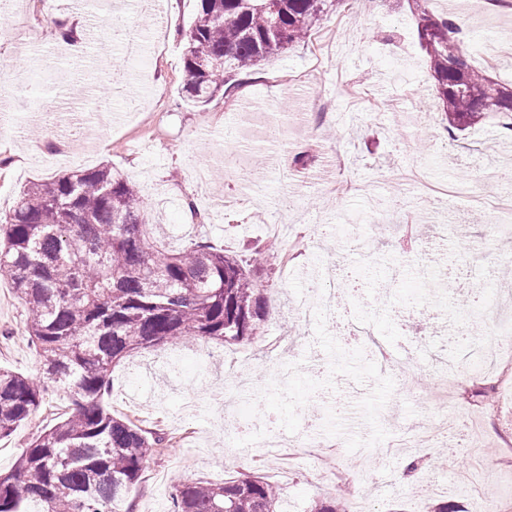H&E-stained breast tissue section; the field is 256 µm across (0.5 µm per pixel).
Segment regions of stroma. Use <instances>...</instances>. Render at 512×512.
I'll return each instance as SVG.
<instances>
[{"instance_id":"stroma-1","label":"stroma","mask_w":512,"mask_h":512,"mask_svg":"<svg viewBox=\"0 0 512 512\" xmlns=\"http://www.w3.org/2000/svg\"><path fill=\"white\" fill-rule=\"evenodd\" d=\"M69 0H0V13L21 11L35 26L44 58L0 41V74L47 70L32 86L40 112L23 139L0 138V216L23 189L69 172L71 163L42 166L36 152L85 153L84 167L109 165L139 189L155 237L180 248L204 238L230 254L256 242L270 249L256 263L259 341L225 345L226 361L209 362L211 343L157 345L133 353L112 373L114 414L172 436L144 465L126 496L133 512H170L176 486L221 482L259 471L279 489L282 512H310L338 482L354 494L348 512H410L415 485L428 508L449 502L459 512H512V353L484 373L481 349L491 329L512 330V233L489 235L486 211L467 210L460 225L432 223V202L419 187L393 178L417 166L439 188L500 173L512 166V132L497 116L450 138L433 97V79L407 0H347L311 41L264 62L246 83L197 106L184 98V42L195 0H167V36L154 48L158 18L137 0L119 15L137 29L144 58L123 77L142 100L132 112L113 99L105 70L113 49L88 36L95 6L71 12ZM435 12L469 18L464 46L472 64L512 84V8L487 0H431ZM336 102L327 119L297 122L290 85ZM71 95L84 123L50 101ZM258 98L287 122L279 146L234 139L229 122L246 127L238 105ZM109 103L111 120L97 112ZM441 244L448 275L432 270L426 247ZM341 306L300 310L323 290ZM365 328L346 341L342 322ZM386 347L412 367L411 379L379 369ZM454 385L438 383L443 363ZM0 366L43 380L25 330V309L0 279ZM489 397H481V390ZM69 410L48 389L43 405L0 439V472L12 469L26 444ZM448 421L446 449L402 447L403 438ZM469 423L479 443L460 444ZM311 432L327 447L278 460L267 448Z\"/></svg>"}]
</instances>
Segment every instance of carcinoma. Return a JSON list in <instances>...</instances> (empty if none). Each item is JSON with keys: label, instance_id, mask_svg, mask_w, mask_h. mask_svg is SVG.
Instances as JSON below:
<instances>
[{"label": "carcinoma", "instance_id": "cac0c4a2", "mask_svg": "<svg viewBox=\"0 0 512 512\" xmlns=\"http://www.w3.org/2000/svg\"><path fill=\"white\" fill-rule=\"evenodd\" d=\"M185 33L183 91L208 103L261 63L306 41L333 10L328 0H196ZM448 131L464 132L499 106L501 84L465 61L461 29L411 0ZM251 256L200 239L173 251L150 236L143 199L108 167L77 168L32 183L0 219V278L27 312L26 331L47 379L72 412L0 473V512H119L148 457L169 440L113 414L103 403L114 367L138 349L257 335L260 299ZM40 382L0 368V438L42 406ZM349 489L311 512H344ZM172 512H277L276 487L257 474L176 487Z\"/></svg>", "mask_w": 512, "mask_h": 512}]
</instances>
